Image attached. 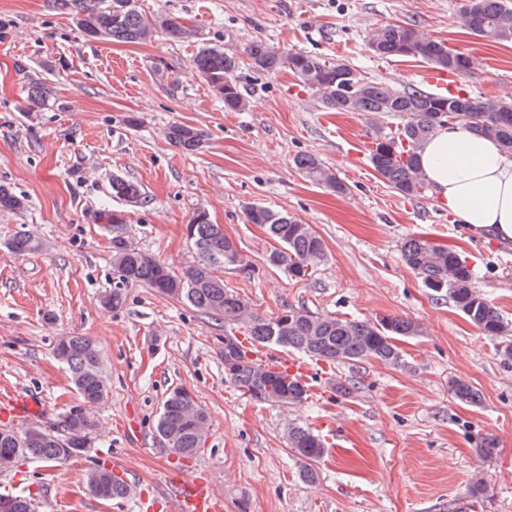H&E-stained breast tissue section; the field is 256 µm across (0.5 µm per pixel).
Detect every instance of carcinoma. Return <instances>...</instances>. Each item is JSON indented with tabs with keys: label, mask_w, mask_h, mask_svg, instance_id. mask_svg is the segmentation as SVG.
<instances>
[{
	"label": "carcinoma",
	"mask_w": 512,
	"mask_h": 512,
	"mask_svg": "<svg viewBox=\"0 0 512 512\" xmlns=\"http://www.w3.org/2000/svg\"><path fill=\"white\" fill-rule=\"evenodd\" d=\"M56 3L59 9L73 14L80 30L92 39L137 43L160 31L172 39H181L186 34L180 18L161 11L148 14L138 8L136 0ZM462 17L472 35L490 43H512V0H464ZM368 44L380 58L420 59L450 74H466L475 65L470 55L449 48L409 24L376 27L368 34ZM246 54L260 73L288 66L303 87L319 95L323 108L357 112L365 117L372 132L369 162L381 180L404 197L418 198L428 191L420 171L419 151L436 129L448 123L476 136L494 139L512 155V104L419 87L401 91L367 77L348 63L344 64L345 71L338 73L317 55L281 51L261 39L252 41ZM193 67L224 101L225 110H248L249 102L239 84L240 60L236 53L220 45L208 46L196 54ZM165 135L171 144L187 153L197 151L202 144L198 130L185 124L169 126ZM295 164L309 181L338 194L346 193V185L317 157L300 156ZM111 191L118 200H144L139 184L119 175L112 178ZM24 208L25 199L1 184L0 213H18ZM96 221L112 232V265L119 283L145 284L161 297L188 305L224 327L226 334L217 340L224 342L225 376L237 390L255 394L258 403L291 405L308 399V389L299 378L291 377L288 388L281 389L262 369V364L249 357L258 345H275L329 364H356L373 359L405 368L407 363L397 342L422 332L418 323L401 316L350 320L315 316L290 305L275 316L259 314L241 294L227 287L217 273L218 268L228 266L251 277L256 268L243 262L237 243L224 234L223 225L212 223L204 212H194L186 224L187 238L196 250L197 260L179 271L133 244L123 211L102 210L96 214ZM244 223L264 228L279 244L268 262L285 268L296 279L306 278V269L316 270L326 258L322 237L311 225L286 211L250 205L244 211ZM8 248L24 255L40 249L41 242L30 233H18L9 240ZM402 256L428 288L448 295L455 308L482 335H508L504 317L474 286L473 270L454 251L414 236L404 242ZM233 328L243 330L244 339L230 333ZM54 356L65 365L82 405L65 416L66 425L61 433L37 425L21 430L1 426L0 473L13 471L21 461L29 459L64 464L83 456L88 448L87 435L94 423L85 407L98 403L108 391L100 350L87 336H63L54 347ZM452 391L464 404L477 406L482 401L480 392L462 379L452 382ZM209 430L210 417L195 395L186 388L173 389L156 426L168 450L179 458H192L204 449ZM286 438L288 447L304 464L303 480L310 485L316 483L315 463L326 454L323 440L309 426L295 424L288 426ZM86 483L94 495L108 501L129 493L125 478L103 462L87 473ZM486 490L485 478L476 473L468 489L466 508L482 501ZM0 498L12 500L13 509L9 512H35L29 495L1 494Z\"/></svg>",
	"instance_id": "1"
}]
</instances>
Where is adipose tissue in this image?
Masks as SVG:
<instances>
[{"mask_svg":"<svg viewBox=\"0 0 512 512\" xmlns=\"http://www.w3.org/2000/svg\"><path fill=\"white\" fill-rule=\"evenodd\" d=\"M421 165L455 221L512 240V155L496 141L444 126L424 145Z\"/></svg>","mask_w":512,"mask_h":512,"instance_id":"ef3b65f1","label":"adipose tissue"}]
</instances>
